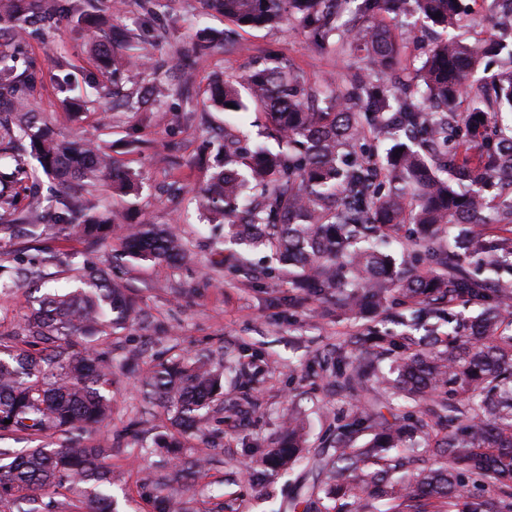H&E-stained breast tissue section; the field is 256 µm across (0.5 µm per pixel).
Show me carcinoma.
Instances as JSON below:
<instances>
[{"instance_id": "cac0c4a2", "label": "carcinoma", "mask_w": 512, "mask_h": 512, "mask_svg": "<svg viewBox=\"0 0 512 512\" xmlns=\"http://www.w3.org/2000/svg\"><path fill=\"white\" fill-rule=\"evenodd\" d=\"M444 35L421 65H402L403 34L379 18L390 2ZM99 0H0V110L8 108L0 137L27 145L54 193L16 211L17 196L0 190V240L44 235L103 243L117 234L123 254L135 263L171 264L184 257L182 239L143 224L124 228L89 200H76L74 182L98 183L115 171L112 155L97 142H63L38 121L31 101L36 76L19 72L8 52L28 28L52 29L59 20L86 24L97 18ZM240 27L298 22L317 45L339 36L341 45L363 49L361 72L350 86L309 83L286 65L257 66L215 80L205 106L227 114L263 111L276 147L251 149L233 127L224 129V159L197 191L198 210L227 228L229 242L269 252L267 275L286 277L305 294L334 298L349 313H386L387 302L406 301L419 322L441 307L464 301L480 308L466 334L349 337L369 356L349 358L336 347L333 370L339 386L354 392L368 380L422 408V418L387 420L373 407L337 419L336 436L315 454L312 466L328 474L325 495L355 505V512H512V281L481 278L464 268L479 257L487 268L512 266V71L470 81L483 56L512 48L497 41L470 42L456 34L469 15L464 0H359L363 23L347 26L340 8L351 0H208ZM120 47L93 48L112 73L99 98L112 108L145 112L168 92L159 68L142 65L139 38ZM408 78L396 93L379 79L388 67ZM459 98L468 110L426 112V99L440 105ZM233 107H227V104ZM394 145L381 155L376 143ZM112 177V176H110ZM139 189L133 173L112 177V196ZM414 225L413 245L428 268L407 271L384 244ZM21 250L18 265L0 280L20 279L51 263ZM80 286L43 295L21 335L32 350L0 346V432L35 439L67 434L56 448L38 443L0 450V502L16 512H35L33 494L63 488L61 506L85 512H116L112 467L106 449L79 433L112 419V358L98 342L126 328L135 309L125 288L86 265ZM390 361L389 377L379 363ZM224 362L205 356L192 363L165 360L141 371L143 392L167 410L173 426L190 432L222 393ZM10 423H5V420ZM436 433L435 464L415 469L407 441L424 429ZM368 435L363 444L358 439ZM304 429L288 419L278 446L262 467L289 470L303 458ZM477 483L493 498L466 491Z\"/></svg>"}]
</instances>
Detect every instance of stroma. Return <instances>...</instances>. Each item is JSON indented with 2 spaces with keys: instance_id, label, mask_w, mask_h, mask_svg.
Here are the masks:
<instances>
[{
  "instance_id": "stroma-1",
  "label": "stroma",
  "mask_w": 512,
  "mask_h": 512,
  "mask_svg": "<svg viewBox=\"0 0 512 512\" xmlns=\"http://www.w3.org/2000/svg\"><path fill=\"white\" fill-rule=\"evenodd\" d=\"M104 9L111 24L141 35L151 64L168 69L170 83H181L178 63L190 58L189 92L168 94L155 111L134 115L95 104L94 88L108 76L91 54L92 33L68 21L43 38L28 39L17 66L36 73L34 102L57 135L101 143L116 168L142 179L138 196L127 200H113L103 181L88 187V198L110 209L115 223L176 228L186 243V256L173 266L130 263L119 259L117 239L91 248L81 240L52 235L37 244L17 239L1 245L0 264H12L16 250L37 245L73 264L88 263L118 275L135 302L137 320L107 344L118 377L112 387V420L86 434L89 441L108 448L109 464L124 475L113 490L121 512H152L141 484L147 472L179 512H290L291 498L325 486V474L304 461L275 476L257 477L253 471L278 443L289 411L300 414L307 446L314 451L335 429L337 417L359 406L357 397L340 390L332 372L337 345L351 334L373 329L397 338L429 329L444 332L448 320L431 317L414 328L400 321L396 305L384 319L340 315L332 299L301 300L287 279L262 275L267 260L260 253L248 256L256 269L251 279L230 271L220 232L201 217L195 195L223 159L225 125L258 144L267 143V129L261 113L235 117L206 112L202 99L214 79L243 73L272 58L309 81L340 84L356 72L359 54L350 47H317L294 22L239 30V48H226L223 33L230 23L208 10L205 0H171L156 30L144 27L137 0H106ZM205 34L211 46L202 51L198 44ZM71 96L90 101L80 115H72L64 105ZM170 109L185 112L180 126L161 121V112ZM35 288V280H21L0 297L1 339L11 340L19 332L31 312ZM130 351L138 353L145 367L163 356L192 359L207 351L224 355V401L210 411L203 434L184 439L179 457L152 443L172 425L165 409L146 402L137 381L125 374L122 359ZM243 369L258 377L247 403L241 399L238 379ZM200 450L208 453V463L190 467Z\"/></svg>"
}]
</instances>
